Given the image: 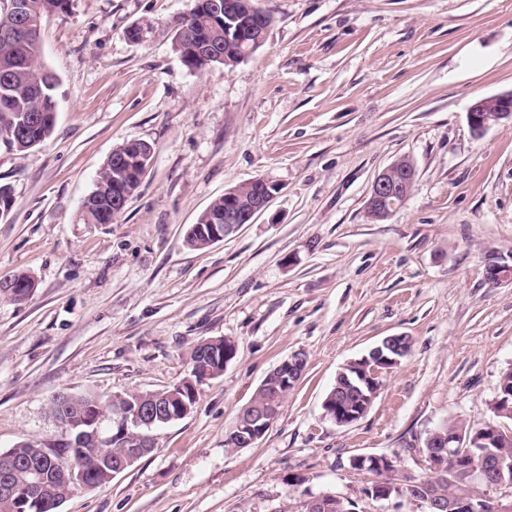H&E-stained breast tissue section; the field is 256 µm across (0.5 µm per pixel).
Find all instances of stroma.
Masks as SVG:
<instances>
[{
    "label": "stroma",
    "mask_w": 512,
    "mask_h": 512,
    "mask_svg": "<svg viewBox=\"0 0 512 512\" xmlns=\"http://www.w3.org/2000/svg\"><path fill=\"white\" fill-rule=\"evenodd\" d=\"M194 0H70L45 17L41 56L57 78L39 146H0V276L35 280L0 298V453L61 438L66 393L103 402L188 374L200 341L235 357L191 411L156 427L155 449L58 512H303L334 494L360 512H423L368 496L358 454L427 475L424 440L454 419L494 417L512 368V283L484 277L512 254V122L471 130L466 113L512 91V0H258L273 21L233 68L186 67L172 22ZM139 39H131L132 29ZM153 148L112 223L82 203L113 149ZM406 157L416 178L387 220L368 221L375 176ZM258 177L280 191L252 223L203 250L189 225ZM411 351L369 411L339 426L322 404L340 368L384 337ZM306 370L253 445L225 438L267 374Z\"/></svg>",
    "instance_id": "35a3bbf8"
}]
</instances>
